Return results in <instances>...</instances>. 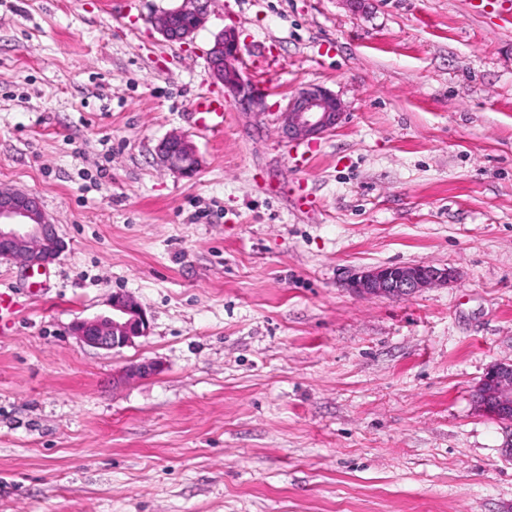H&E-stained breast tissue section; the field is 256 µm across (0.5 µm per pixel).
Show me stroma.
I'll return each mask as SVG.
<instances>
[{
  "instance_id": "obj_1",
  "label": "stroma",
  "mask_w": 512,
  "mask_h": 512,
  "mask_svg": "<svg viewBox=\"0 0 512 512\" xmlns=\"http://www.w3.org/2000/svg\"><path fill=\"white\" fill-rule=\"evenodd\" d=\"M0 0V187L36 195L66 244L40 294L0 259V512H512L504 427L472 396L512 359V29L469 0ZM233 28L263 98L221 137L190 101ZM341 100L303 143L301 88ZM181 133L184 177L157 146ZM451 269L401 298L358 272ZM133 296L146 336L74 322ZM145 361V379H118ZM180 4L162 13L158 19L160 33L169 41L183 43L193 36L204 26L208 16L210 0H178ZM188 20L186 24L173 22ZM343 110L340 99L322 87L303 88L281 116L282 130L293 140H308L335 129ZM157 154L165 167L185 177L194 175L199 166L195 146L182 134L173 133L163 139L157 146ZM112 315H97L91 319L76 321L72 332L85 344L117 350L145 336L149 322L142 307L130 296L115 293L111 301Z\"/></svg>"
}]
</instances>
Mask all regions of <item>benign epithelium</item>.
Here are the masks:
<instances>
[{"label": "benign epithelium", "instance_id": "7a95c632", "mask_svg": "<svg viewBox=\"0 0 512 512\" xmlns=\"http://www.w3.org/2000/svg\"><path fill=\"white\" fill-rule=\"evenodd\" d=\"M210 0H179L158 19L160 33L183 43L204 26ZM239 44L233 29L218 33L207 50L211 75L225 94L244 111L262 105L253 86L232 64ZM343 110L340 99L321 87L303 88L294 95L281 116L283 132L293 140H308L335 129ZM160 162L173 172L189 177L199 166L197 151L184 135L173 133L157 146ZM64 249L56 227L45 216L40 201L19 189L0 187V258L13 259L29 270L42 269ZM451 271L428 264L387 265L363 270L350 281L357 295L409 296L445 284ZM112 314L75 322L72 332L85 344L117 350L146 335L149 322L142 307L123 293L112 295ZM476 407L512 428V359L492 363L474 393Z\"/></svg>", "mask_w": 512, "mask_h": 512}]
</instances>
